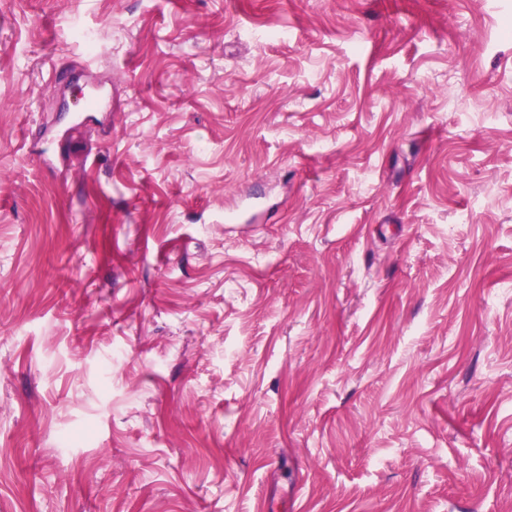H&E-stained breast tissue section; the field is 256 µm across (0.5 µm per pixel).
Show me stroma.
<instances>
[{"mask_svg": "<svg viewBox=\"0 0 512 512\" xmlns=\"http://www.w3.org/2000/svg\"><path fill=\"white\" fill-rule=\"evenodd\" d=\"M264 501L512 512V0H0V512Z\"/></svg>", "mask_w": 512, "mask_h": 512, "instance_id": "stroma-1", "label": "stroma"}]
</instances>
